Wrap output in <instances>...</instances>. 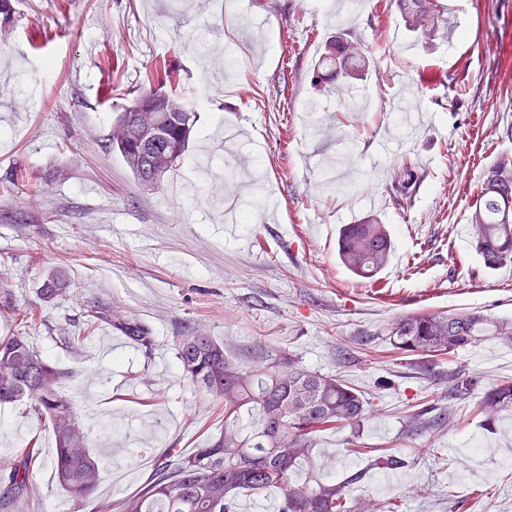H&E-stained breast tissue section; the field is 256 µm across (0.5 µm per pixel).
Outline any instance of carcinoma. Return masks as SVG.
Wrapping results in <instances>:
<instances>
[{
  "instance_id": "1",
  "label": "carcinoma",
  "mask_w": 512,
  "mask_h": 512,
  "mask_svg": "<svg viewBox=\"0 0 512 512\" xmlns=\"http://www.w3.org/2000/svg\"><path fill=\"white\" fill-rule=\"evenodd\" d=\"M405 26L424 41H448L456 33L447 0H391ZM371 59L363 42L350 32H338L320 53L317 83L343 80L350 86L368 75ZM141 111L118 114L109 142L138 182H159L177 170L188 147L194 113L174 94L149 88L138 96ZM418 176L405 164L393 186L400 207L412 204ZM476 251L492 270L512 261V160L503 157L490 167L471 214ZM391 239L385 225L365 217L339 230L340 262L351 273L372 278L388 263ZM65 289V279L53 276L42 288L49 301ZM118 327L136 344L148 348L152 337L139 323ZM92 332L87 325L63 337L69 349L81 350ZM485 336L512 343V321L493 320L480 311L448 315H412L391 329L390 344L399 353L452 355ZM177 359L183 381L224 402V431L189 456L165 463L146 489L123 500L120 512H231L243 493H275L278 512H366V504L349 506L354 486L370 472L402 469L407 460L397 448H353L366 465L339 479L317 472L314 435L348 427L359 436L367 415L361 391L334 375L310 371L294 359L270 355L258 369L243 370L224 356V346L193 328L177 340ZM75 372L63 370L41 355L24 336L0 338V406L25 403L52 425L56 454L52 466L58 485L74 500L87 505L99 481V462L87 446L88 424L73 401L61 392ZM449 398L460 399L480 383L456 372ZM485 424L498 414L512 412V380H499L485 389L479 403ZM257 416L250 430L241 428V411ZM40 463L37 443L28 441L14 462L0 470L3 494L17 512L30 493V475ZM307 471L299 486L295 476Z\"/></svg>"
}]
</instances>
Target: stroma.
Listing matches in <instances>:
<instances>
[{"instance_id": "35a3bbf8", "label": "stroma", "mask_w": 512, "mask_h": 512, "mask_svg": "<svg viewBox=\"0 0 512 512\" xmlns=\"http://www.w3.org/2000/svg\"><path fill=\"white\" fill-rule=\"evenodd\" d=\"M379 0H10L0 18V337L27 336L74 369L66 389L96 413L87 445L100 460L94 496L140 493L169 452L190 454L224 429V411L182 381L175 340L187 327L223 343L244 370L282 354L344 379L371 410L361 441L398 448L406 468L374 472L353 497L398 512H512V414L486 431L483 387L512 378V346L485 340L452 357L395 352L390 329L421 313L480 310L512 319V263L484 267L471 208L488 169L512 156V0H448L459 37L417 45ZM364 39L373 65L357 82L361 112L314 85L324 42ZM195 114L182 167L139 185L107 138L158 65ZM437 81L420 93V76ZM418 166L411 206L391 187ZM34 174L41 189L24 190ZM370 216L393 244L375 278L348 271L342 225ZM68 287L23 324L13 308L43 282ZM109 311L154 340L80 352L60 338ZM93 320V319H92ZM480 378L448 397L449 374ZM439 425L407 430L411 414ZM348 429L317 433L316 461L334 476L360 464ZM37 439L43 464L23 512H86L57 485L48 420L0 408V458Z\"/></svg>"}]
</instances>
